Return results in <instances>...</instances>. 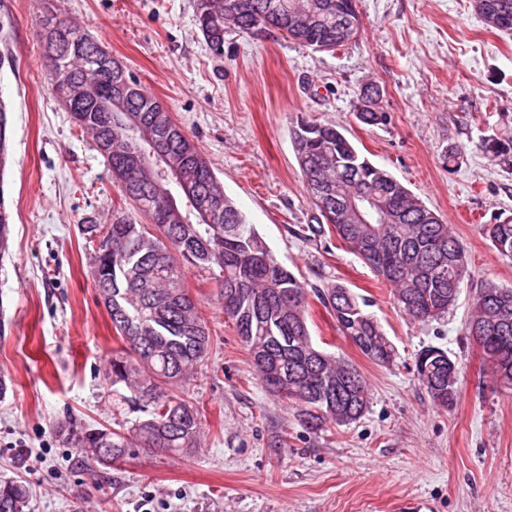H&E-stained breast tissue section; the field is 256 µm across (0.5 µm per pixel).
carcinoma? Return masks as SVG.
<instances>
[{
    "mask_svg": "<svg viewBox=\"0 0 512 512\" xmlns=\"http://www.w3.org/2000/svg\"><path fill=\"white\" fill-rule=\"evenodd\" d=\"M196 21L210 48L224 51V33L266 34L293 40L317 51H334L359 33L356 0H196ZM47 14L36 22L48 85L56 97L83 81L94 61L105 58L94 95L79 103L84 123L96 147L110 141L104 155L111 171L122 174V196L155 226L122 213L105 226L84 224L87 242L105 235L109 243L94 250L92 278L98 299L107 310L121 347L112 351L106 372L112 385H122L130 410L142 413L128 427L83 431L62 425L59 433L93 462L110 466L134 449L187 453L198 447L204 422L201 411L185 398L186 384L209 355L211 336L198 303L185 290L187 265L219 270L224 314L234 323L267 391L295 404L310 430L358 420L369 404V387L349 362L319 350L306 319L309 293L336 320L342 335L378 365L396 359L394 346L378 321L367 312L368 302L342 285L308 291L292 272L273 257L262 238L229 199L209 161L174 122L167 107L147 92L124 65L97 41L76 31L70 20L46 36ZM128 85L127 108L142 126L129 137L126 113L112 108V122L93 120L95 109L109 101L113 83ZM381 90L365 87L361 100L371 109L358 111L366 125L385 120L379 106ZM295 157L311 200L321 217L312 232L333 231L392 289L403 312L425 322L452 307L467 273L465 250L451 225L426 207L386 170L375 166L344 134V128L318 123L304 115L292 122ZM10 139L6 105L0 103V252L7 249L11 210L4 174ZM151 153L159 148L172 163L127 167L124 149ZM163 182L180 212L156 191ZM331 190L373 193L387 209L383 224H341L336 210L321 207L320 193ZM212 207V219L202 220L200 207ZM486 235L500 256L512 258V218L485 225ZM478 329V346L492 376L512 390V288L488 283L479 290L467 330ZM448 354L429 348L416 360L418 380L443 408L457 401V371ZM27 491L14 480H0V512H26Z\"/></svg>",
    "mask_w": 512,
    "mask_h": 512,
    "instance_id": "carcinoma-1",
    "label": "carcinoma"
}]
</instances>
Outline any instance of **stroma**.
<instances>
[{"instance_id": "obj_1", "label": "stroma", "mask_w": 512, "mask_h": 512, "mask_svg": "<svg viewBox=\"0 0 512 512\" xmlns=\"http://www.w3.org/2000/svg\"><path fill=\"white\" fill-rule=\"evenodd\" d=\"M61 8L156 98L211 162L276 260L318 288L370 299L395 347L394 365L366 358L309 298L314 343L370 385L354 423L306 429L295 406L267 392L224 314L220 286L189 268L213 347L187 396L205 415L190 454L137 452L106 467L57 431L135 420L106 376L121 343L91 277L81 226L123 202L90 135L43 73L36 19ZM360 33L332 52L284 38L224 35L207 45L195 0H0V68L11 111L5 187L12 211L0 258V479L29 489L28 512H512V390L496 384L466 333L485 283L512 287V259L483 227L512 216V35L489 29L472 0H357ZM383 91V123L357 118L360 93ZM304 113L344 126L376 166L451 224L468 275L448 313L421 322L335 234L311 233L318 212L296 160L291 122ZM507 145L499 158L486 140ZM458 153L448 163V153ZM437 347L458 368L454 407L436 406L415 363Z\"/></svg>"}]
</instances>
